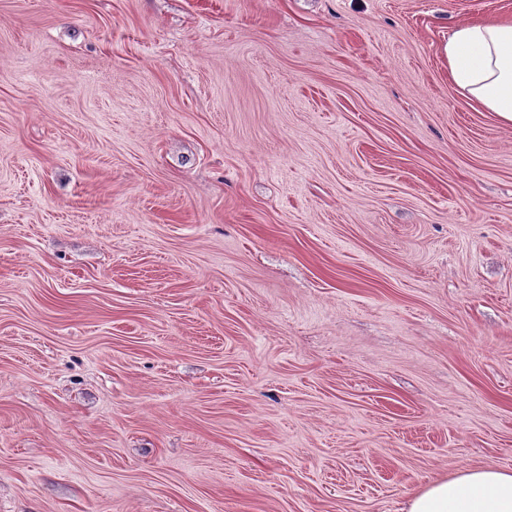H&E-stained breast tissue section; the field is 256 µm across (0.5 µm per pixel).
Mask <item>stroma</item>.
Wrapping results in <instances>:
<instances>
[{
	"mask_svg": "<svg viewBox=\"0 0 512 512\" xmlns=\"http://www.w3.org/2000/svg\"><path fill=\"white\" fill-rule=\"evenodd\" d=\"M512 0H0V512H405L512 469ZM444 53L455 86L512 124V21L457 25Z\"/></svg>",
	"mask_w": 512,
	"mask_h": 512,
	"instance_id": "stroma-1",
	"label": "stroma"
}]
</instances>
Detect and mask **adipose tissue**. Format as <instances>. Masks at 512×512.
I'll return each instance as SVG.
<instances>
[{"instance_id":"1","label":"adipose tissue","mask_w":512,"mask_h":512,"mask_svg":"<svg viewBox=\"0 0 512 512\" xmlns=\"http://www.w3.org/2000/svg\"><path fill=\"white\" fill-rule=\"evenodd\" d=\"M444 53L455 86L512 124V21L457 25ZM407 512H512V471L463 469L411 494Z\"/></svg>"}]
</instances>
